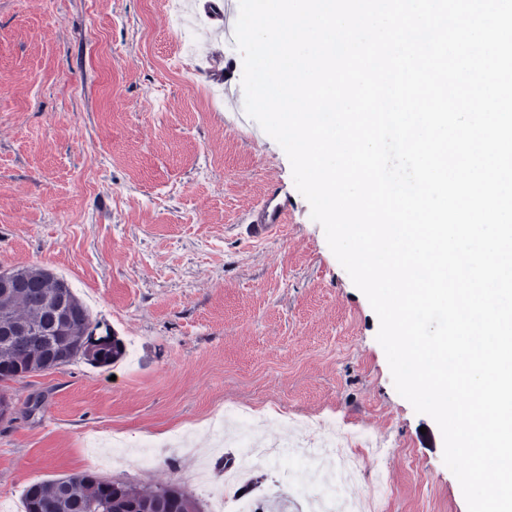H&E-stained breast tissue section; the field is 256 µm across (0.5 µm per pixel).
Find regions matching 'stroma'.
<instances>
[{
    "label": "stroma",
    "mask_w": 512,
    "mask_h": 512,
    "mask_svg": "<svg viewBox=\"0 0 512 512\" xmlns=\"http://www.w3.org/2000/svg\"><path fill=\"white\" fill-rule=\"evenodd\" d=\"M229 98L173 69L180 43L167 0H0V268L65 278L94 320L136 340L137 363L78 358L10 380L0 420V507L33 481L97 469L142 489L188 483L190 452H213L209 417L232 403L265 414L258 443L289 432L288 409L384 440L382 512H467L440 430L395 389L379 320L330 250L283 149L244 110L243 62ZM291 202L287 229L253 241L245 214L270 184ZM185 431L186 444L165 447ZM159 444L152 469L95 468L91 442ZM247 492L261 512L291 501L287 467L261 465Z\"/></svg>",
    "instance_id": "obj_1"
}]
</instances>
